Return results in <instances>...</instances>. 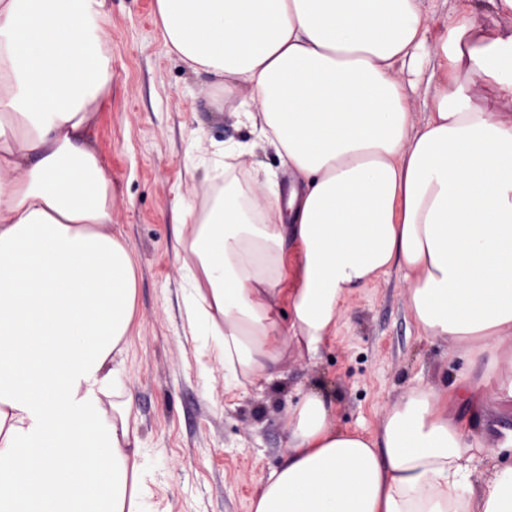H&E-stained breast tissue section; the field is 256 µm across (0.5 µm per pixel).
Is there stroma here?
Masks as SVG:
<instances>
[{
    "mask_svg": "<svg viewBox=\"0 0 512 512\" xmlns=\"http://www.w3.org/2000/svg\"><path fill=\"white\" fill-rule=\"evenodd\" d=\"M112 84L89 139L115 188L112 222L137 266L133 338L125 360L145 453L152 512H249L261 478L287 455L293 407L308 393L331 402L337 430L375 435L386 409L411 388L440 394L465 369L444 339L420 336L402 275L352 292L335 338L317 356L289 343L270 382L224 394V370L185 334L183 276L189 250L185 208H202L224 182L214 172L225 142L249 138L243 114L223 109L224 86L168 51L156 0H106L100 20ZM512 382L501 367L489 398L453 405L485 422L480 444L512 438V401L492 397Z\"/></svg>",
    "mask_w": 512,
    "mask_h": 512,
    "instance_id": "1",
    "label": "stroma"
}]
</instances>
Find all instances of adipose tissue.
<instances>
[{
	"label": "adipose tissue",
	"mask_w": 512,
	"mask_h": 512,
	"mask_svg": "<svg viewBox=\"0 0 512 512\" xmlns=\"http://www.w3.org/2000/svg\"><path fill=\"white\" fill-rule=\"evenodd\" d=\"M460 0L430 38L423 0H156L160 33L224 99L253 103L224 145V184L186 212L185 313L224 391L278 375L288 341L317 355L348 294L402 271L421 336L464 345L481 396L512 340V116L471 104L469 75L512 100V0ZM104 0H0V512H147L123 366L137 272L87 130L112 81ZM429 51L416 123L403 71ZM273 151L279 169L244 168ZM294 240L296 256L285 244ZM291 307L283 321L281 301ZM307 394L288 459L252 512H512V450L417 387L376 436L339 432ZM494 465L481 484L479 457Z\"/></svg>",
	"instance_id": "1"
}]
</instances>
